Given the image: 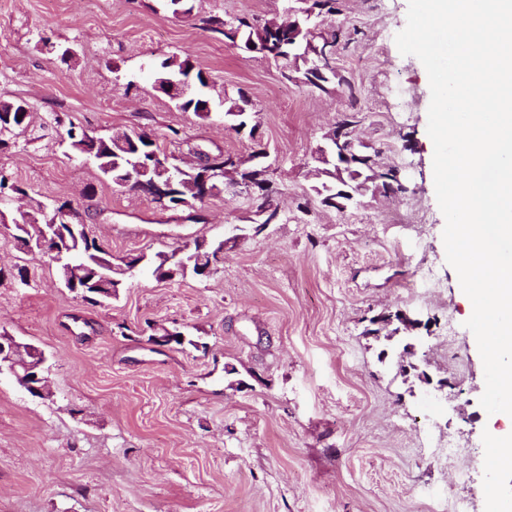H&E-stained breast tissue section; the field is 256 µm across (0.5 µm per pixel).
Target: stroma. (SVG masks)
Returning <instances> with one entry per match:
<instances>
[{
    "mask_svg": "<svg viewBox=\"0 0 512 512\" xmlns=\"http://www.w3.org/2000/svg\"><path fill=\"white\" fill-rule=\"evenodd\" d=\"M0 0V98L63 126L0 149L30 199L70 202L113 255L224 244L218 273L129 281L92 307L47 257L0 234V330L45 351L52 398L0 377V512H485L483 362L467 297L446 261L421 61L395 37L408 0H343L351 42L336 56L360 98L357 137L404 193L367 192L340 212L313 187L324 134L349 111L281 77L260 55L203 28L204 17L282 13L285 0ZM72 45L62 61L42 40ZM189 55L214 89L245 90L256 136L221 115L177 111L151 66ZM143 129L185 162L194 150L247 158L266 145L281 210L255 224L244 194L168 210L119 189L63 144ZM179 129L182 143L169 140ZM402 310L417 328L381 326ZM179 329L188 344H155ZM461 444L448 456L442 444Z\"/></svg>",
    "mask_w": 512,
    "mask_h": 512,
    "instance_id": "stroma-1",
    "label": "stroma"
}]
</instances>
